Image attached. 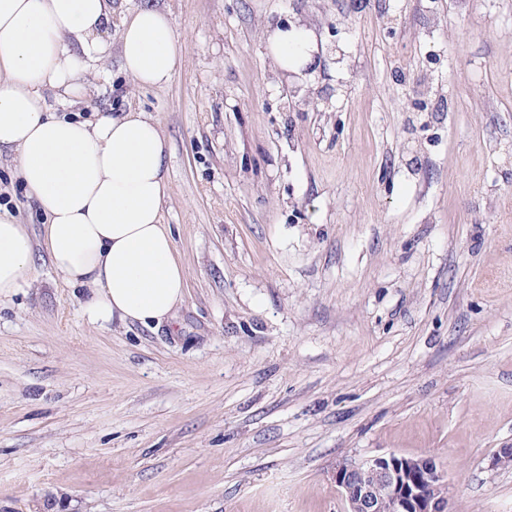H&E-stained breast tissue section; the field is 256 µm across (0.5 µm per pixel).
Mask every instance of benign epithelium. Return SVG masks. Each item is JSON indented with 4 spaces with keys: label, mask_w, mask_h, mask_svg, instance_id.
Instances as JSON below:
<instances>
[{
    "label": "benign epithelium",
    "mask_w": 512,
    "mask_h": 512,
    "mask_svg": "<svg viewBox=\"0 0 512 512\" xmlns=\"http://www.w3.org/2000/svg\"><path fill=\"white\" fill-rule=\"evenodd\" d=\"M332 478L344 512H449V482L431 456L351 460L337 465Z\"/></svg>",
    "instance_id": "obj_1"
}]
</instances>
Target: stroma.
I'll list each match as a JSON object with an SVG mask.
<instances>
[{"label":"stroma","mask_w":512,"mask_h":512,"mask_svg":"<svg viewBox=\"0 0 512 512\" xmlns=\"http://www.w3.org/2000/svg\"><path fill=\"white\" fill-rule=\"evenodd\" d=\"M153 2L170 84L133 87L142 0H112L74 110L159 122L186 297L92 324L42 254L0 299V512H342L337 464L388 452L435 458L451 512H512V0ZM298 20L316 70L285 84L262 30ZM0 208L41 242L6 151ZM176 44L169 16L143 4L122 23V68L140 87H164L175 72Z\"/></svg>","instance_id":"1"}]
</instances>
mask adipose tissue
Instances as JSON below:
<instances>
[{
	"label": "adipose tissue",
	"instance_id": "adipose-tissue-1",
	"mask_svg": "<svg viewBox=\"0 0 512 512\" xmlns=\"http://www.w3.org/2000/svg\"><path fill=\"white\" fill-rule=\"evenodd\" d=\"M112 0H0V151L15 152L18 174L43 211V245L65 284L86 286L82 312L93 323L168 321L186 279L161 207L168 192L166 142L146 113L57 115L86 96L90 62L107 52ZM281 74L312 62L313 29H266ZM169 16L141 5L122 23V68L141 87L166 86L176 67ZM35 275L27 230L0 212V297Z\"/></svg>",
	"mask_w": 512,
	"mask_h": 512
}]
</instances>
